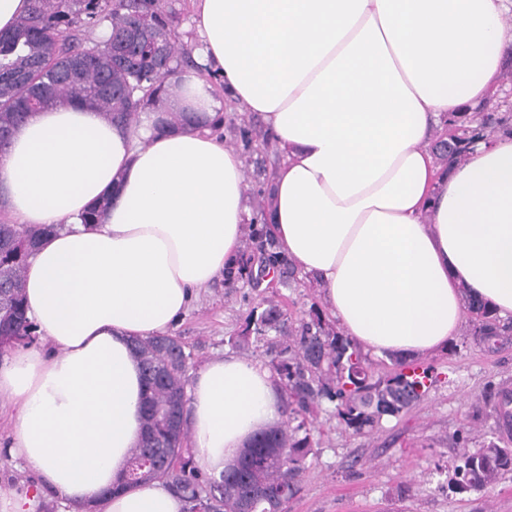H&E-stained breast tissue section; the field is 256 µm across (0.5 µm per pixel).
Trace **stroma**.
<instances>
[{"label":"stroma","mask_w":512,"mask_h":512,"mask_svg":"<svg viewBox=\"0 0 512 512\" xmlns=\"http://www.w3.org/2000/svg\"><path fill=\"white\" fill-rule=\"evenodd\" d=\"M245 129L254 136L249 150L241 139ZM215 134L243 157L248 204L258 208L257 191L268 183L279 157L276 142L241 104L225 112ZM277 249L264 226L245 224L241 272L201 290L174 331L193 352L195 367L224 355L268 363L265 341L250 338L245 348L230 342L248 313L263 311L265 301L273 300L297 325L320 303L319 289L300 272L269 262ZM418 362L431 369L425 396L371 432L353 434L330 409L318 413L313 438L319 447L306 461L301 490L288 512H512V473L480 490L448 488L453 461L499 431V396L504 385H512V341L488 347L465 323L447 351ZM10 414V407L0 406V491L36 495L35 512H69L58 498L37 492L35 477L8 454Z\"/></svg>","instance_id":"obj_1"}]
</instances>
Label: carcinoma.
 Here are the masks:
<instances>
[{
	"instance_id": "obj_1",
	"label": "carcinoma",
	"mask_w": 512,
	"mask_h": 512,
	"mask_svg": "<svg viewBox=\"0 0 512 512\" xmlns=\"http://www.w3.org/2000/svg\"><path fill=\"white\" fill-rule=\"evenodd\" d=\"M27 14L14 29L0 32V149L29 113L81 100L114 121L132 124L139 112L159 98L166 80L178 66L177 46L166 21L164 0H29ZM109 34L95 37L101 22ZM80 69L79 81L58 77L62 70ZM499 133L512 134V112H464L445 122L432 150L450 168L468 158L469 144ZM49 229L0 224V350L15 340L37 336L24 310L23 274L40 238ZM474 333L504 336V326L481 299L465 295ZM256 331L273 330L284 340L269 343L270 365L288 388V419L254 439L240 461L216 481L195 465L187 431H170L167 414L184 410L193 354L169 336L137 340L133 356L142 367L145 417L142 437L131 450L127 469L113 490L164 480L184 502V512L198 503L215 512H283L301 490L307 457L314 453L312 424L324 402L345 428L362 434L383 417H397L419 401L427 385L409 377L407 363L381 375L368 371L359 347L333 330L321 314L294 328L287 314L270 305L258 319H248ZM164 440L154 452L153 468H141L151 437ZM453 488L478 490L505 472H512V448L490 439L467 449L453 467Z\"/></svg>"
}]
</instances>
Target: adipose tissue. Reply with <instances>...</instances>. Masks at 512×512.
Segmentation results:
<instances>
[{
  "mask_svg": "<svg viewBox=\"0 0 512 512\" xmlns=\"http://www.w3.org/2000/svg\"><path fill=\"white\" fill-rule=\"evenodd\" d=\"M192 4L227 99L191 70L138 126L73 100L30 113L0 151V213L52 228L25 270L27 315L51 347L0 360V398L16 409L8 452L72 512L183 510L160 480L111 487L141 435L133 342L173 331L239 264L248 186L212 133L224 102L277 141L262 222L359 348L446 350L468 294L512 318V136L446 172L430 148L448 116L498 90L512 0ZM103 202V220L84 223ZM186 409L195 462L215 474L283 419L278 378L237 356L198 370Z\"/></svg>",
  "mask_w": 512,
  "mask_h": 512,
  "instance_id": "ef3b65f1",
  "label": "adipose tissue"
}]
</instances>
